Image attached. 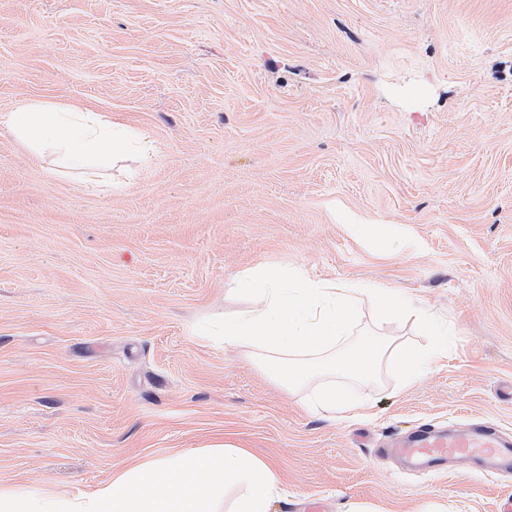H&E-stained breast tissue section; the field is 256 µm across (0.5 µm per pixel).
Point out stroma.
Wrapping results in <instances>:
<instances>
[{"instance_id": "obj_1", "label": "stroma", "mask_w": 512, "mask_h": 512, "mask_svg": "<svg viewBox=\"0 0 512 512\" xmlns=\"http://www.w3.org/2000/svg\"><path fill=\"white\" fill-rule=\"evenodd\" d=\"M28 102L144 132L86 187L0 124V485L89 491L228 443L270 512H498L512 477L374 448L428 422L512 435V0H0V114ZM389 288L453 335L398 383L310 407L257 352L195 335L245 272ZM354 334L423 346L414 315Z\"/></svg>"}]
</instances>
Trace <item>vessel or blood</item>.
I'll return each mask as SVG.
<instances>
[{
	"instance_id": "b4317fda",
	"label": "vessel or blood",
	"mask_w": 512,
	"mask_h": 512,
	"mask_svg": "<svg viewBox=\"0 0 512 512\" xmlns=\"http://www.w3.org/2000/svg\"><path fill=\"white\" fill-rule=\"evenodd\" d=\"M393 452L430 475L447 474L449 465L463 457L473 460L487 475L512 471V440L504 439L498 428L488 423L463 434L425 423L396 441Z\"/></svg>"
}]
</instances>
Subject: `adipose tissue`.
<instances>
[{
  "label": "adipose tissue",
  "mask_w": 512,
  "mask_h": 512,
  "mask_svg": "<svg viewBox=\"0 0 512 512\" xmlns=\"http://www.w3.org/2000/svg\"><path fill=\"white\" fill-rule=\"evenodd\" d=\"M35 154L51 152L96 185L104 163L129 156L148 160L143 135L100 113L70 105H19L0 118ZM272 467L221 443L148 459L125 468L91 491L65 494L48 482L0 485V512H270L277 491ZM237 490L225 507L226 490Z\"/></svg>",
  "instance_id": "ef3b65f1"
}]
</instances>
